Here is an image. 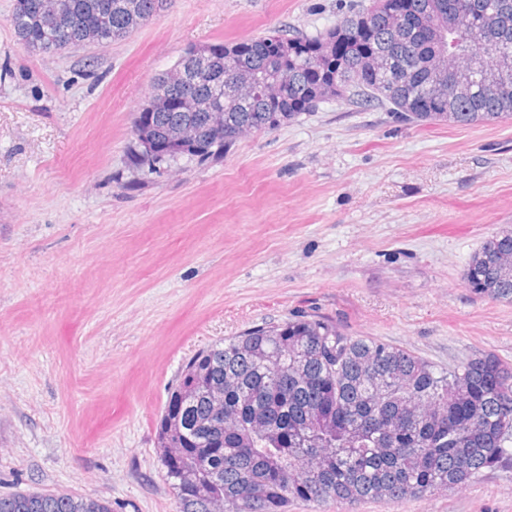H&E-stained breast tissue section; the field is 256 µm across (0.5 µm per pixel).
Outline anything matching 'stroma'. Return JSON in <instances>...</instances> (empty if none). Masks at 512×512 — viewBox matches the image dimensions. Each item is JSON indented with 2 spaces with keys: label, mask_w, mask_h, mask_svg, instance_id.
<instances>
[{
  "label": "stroma",
  "mask_w": 512,
  "mask_h": 512,
  "mask_svg": "<svg viewBox=\"0 0 512 512\" xmlns=\"http://www.w3.org/2000/svg\"><path fill=\"white\" fill-rule=\"evenodd\" d=\"M371 0H175L126 39L32 53L0 0V496L176 512L157 452L196 351L303 316L445 368L512 363V301L471 256L512 226V120H399L330 102L223 157L135 166L133 121L185 48L313 35ZM291 512H512V468L406 503Z\"/></svg>",
  "instance_id": "obj_1"
}]
</instances>
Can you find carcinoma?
I'll return each mask as SVG.
<instances>
[{
    "instance_id": "cac0c4a2",
    "label": "carcinoma",
    "mask_w": 512,
    "mask_h": 512,
    "mask_svg": "<svg viewBox=\"0 0 512 512\" xmlns=\"http://www.w3.org/2000/svg\"><path fill=\"white\" fill-rule=\"evenodd\" d=\"M63 27L42 51L127 37L173 0H56ZM482 0H373L365 12L308 36L278 31L241 42L189 46L176 64L182 84L155 79L130 147L155 168L182 156L219 158L240 138L272 131L326 100L386 101L406 120L462 125L512 119V0L502 23L509 43L483 27ZM460 26L448 33V16ZM30 48L41 27L39 0H16L10 17ZM487 78L460 95L469 55ZM224 124L192 107L166 112V94L205 104L217 86ZM196 138L159 156L147 151L174 129ZM464 280L478 293L512 301V229L474 253ZM176 512H288L298 501L407 502L470 482L486 468L512 466V363L482 354L443 370L375 339L346 336L303 317L254 326L207 346L183 366L157 424ZM0 512H112L109 502L53 491L0 496Z\"/></svg>"
}]
</instances>
